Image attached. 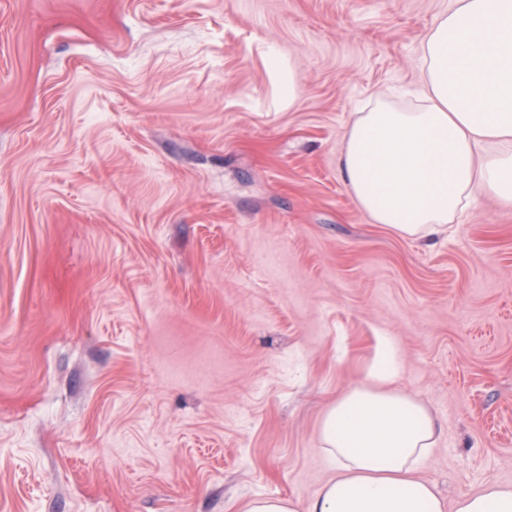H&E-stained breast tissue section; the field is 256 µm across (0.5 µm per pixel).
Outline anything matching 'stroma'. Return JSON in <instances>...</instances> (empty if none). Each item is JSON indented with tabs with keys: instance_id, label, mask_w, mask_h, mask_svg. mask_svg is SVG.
<instances>
[{
	"instance_id": "obj_1",
	"label": "stroma",
	"mask_w": 512,
	"mask_h": 512,
	"mask_svg": "<svg viewBox=\"0 0 512 512\" xmlns=\"http://www.w3.org/2000/svg\"><path fill=\"white\" fill-rule=\"evenodd\" d=\"M447 8L0 0V512H306L385 340L446 512L512 486V209L413 241L337 167ZM244 512H297L291 498H255L249 501Z\"/></svg>"
}]
</instances>
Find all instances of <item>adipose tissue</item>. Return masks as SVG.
Segmentation results:
<instances>
[{"label":"adipose tissue","mask_w":512,"mask_h":512,"mask_svg":"<svg viewBox=\"0 0 512 512\" xmlns=\"http://www.w3.org/2000/svg\"><path fill=\"white\" fill-rule=\"evenodd\" d=\"M422 102L377 96L356 113L339 157L347 190L374 223L432 240L480 197L512 208V0H449L418 47ZM398 359L383 342L368 385L332 403L321 443L336 473L307 512H445L416 475L439 426L393 389ZM456 512H512V488L487 482Z\"/></svg>","instance_id":"ef3b65f1"}]
</instances>
